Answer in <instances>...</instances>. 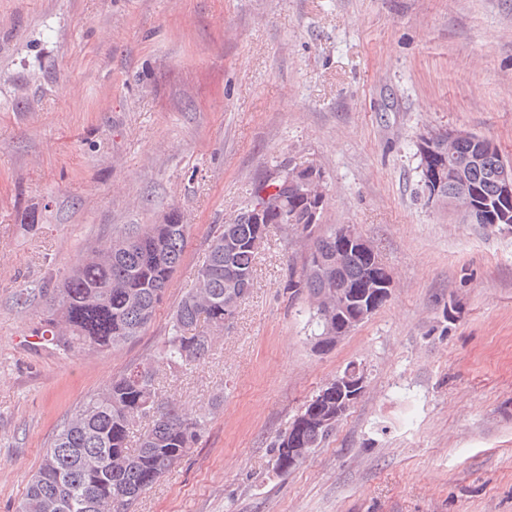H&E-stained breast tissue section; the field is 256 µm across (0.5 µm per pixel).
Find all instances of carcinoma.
<instances>
[{"instance_id": "1", "label": "carcinoma", "mask_w": 512, "mask_h": 512, "mask_svg": "<svg viewBox=\"0 0 512 512\" xmlns=\"http://www.w3.org/2000/svg\"><path fill=\"white\" fill-rule=\"evenodd\" d=\"M442 153L477 154L468 178L484 202L495 192L494 169L499 149L490 152L476 144L436 141ZM278 213L272 221L291 229L302 243L301 257L319 255L322 265L303 273L298 285L310 303L311 341L325 326L336 327L341 298L379 290L373 274L385 275L378 251L342 250L336 224H301L307 205L290 186L271 194ZM249 208L233 222L216 228L197 270V285L172 313L168 336L152 359L115 376L64 420L32 477L17 512H132L140 496L172 471L198 443L207 424L202 413L189 411L175 400H158L156 367L178 372L203 360L215 335L224 331L226 284L238 293L254 286L259 251L254 241L260 227L246 219ZM185 224H145L95 248L56 285L37 289L44 300L32 335L64 355L107 353L139 336L151 323L173 275L183 260ZM165 412L166 421L153 422L130 447L135 419ZM331 431L305 428L295 437L302 448L313 449ZM284 441L272 442L274 470L286 472Z\"/></svg>"}]
</instances>
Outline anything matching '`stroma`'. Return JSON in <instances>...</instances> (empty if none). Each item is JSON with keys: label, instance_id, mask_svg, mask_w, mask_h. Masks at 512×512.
Segmentation results:
<instances>
[{"label": "stroma", "instance_id": "1", "mask_svg": "<svg viewBox=\"0 0 512 512\" xmlns=\"http://www.w3.org/2000/svg\"><path fill=\"white\" fill-rule=\"evenodd\" d=\"M448 128L512 160V0H0V512L64 419L153 357L212 231L288 162L322 170L323 222L374 245L391 295L314 352L270 225L209 355L155 378L209 421L134 512H512V232L424 197L415 144ZM175 221L183 260L140 336L79 357L32 336L24 289ZM352 362L363 396L274 471L272 441Z\"/></svg>", "mask_w": 512, "mask_h": 512}]
</instances>
